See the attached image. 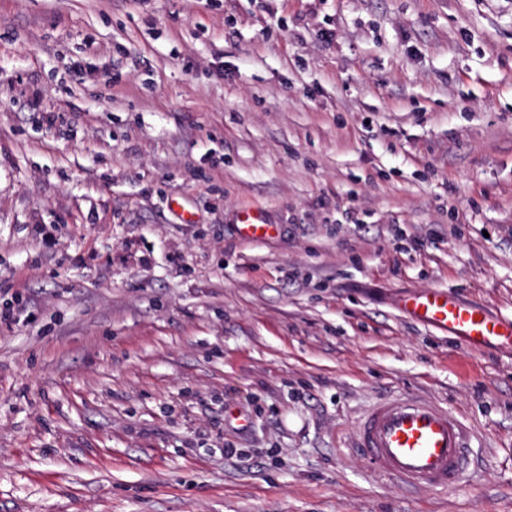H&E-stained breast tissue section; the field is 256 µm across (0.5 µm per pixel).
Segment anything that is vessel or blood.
Masks as SVG:
<instances>
[{
    "instance_id": "1",
    "label": "vessel or blood",
    "mask_w": 512,
    "mask_h": 512,
    "mask_svg": "<svg viewBox=\"0 0 512 512\" xmlns=\"http://www.w3.org/2000/svg\"><path fill=\"white\" fill-rule=\"evenodd\" d=\"M243 239L271 238L275 225L258 209L239 217ZM399 306L413 319L456 337L474 350L512 347V319L459 301L440 288L404 295ZM476 434L438 402L394 394L374 401L357 418L349 452L364 457L372 473L410 495L465 487L474 461Z\"/></svg>"
}]
</instances>
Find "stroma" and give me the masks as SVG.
I'll use <instances>...</instances> for the list:
<instances>
[{
    "label": "stroma",
    "mask_w": 512,
    "mask_h": 512,
    "mask_svg": "<svg viewBox=\"0 0 512 512\" xmlns=\"http://www.w3.org/2000/svg\"><path fill=\"white\" fill-rule=\"evenodd\" d=\"M421 288L512 318V0H0V512H512V350ZM393 393L468 487L344 455ZM239 233L249 241H259L271 238L276 231L273 224H267L260 209H247L239 217ZM399 306L413 319L456 337L471 349L512 347V319L494 316L482 307L459 301L441 288L406 294ZM475 439L447 406L401 393L379 398L360 413L346 449L364 457L377 478L420 495L466 486Z\"/></svg>",
    "instance_id": "1"
}]
</instances>
